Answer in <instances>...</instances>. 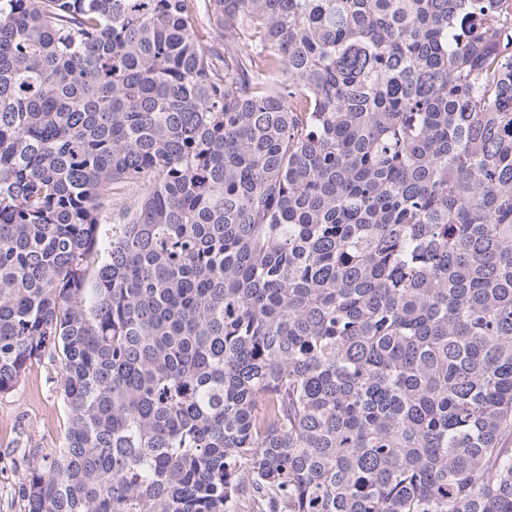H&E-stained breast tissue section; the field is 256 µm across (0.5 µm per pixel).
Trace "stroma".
<instances>
[{"label": "stroma", "instance_id": "stroma-1", "mask_svg": "<svg viewBox=\"0 0 512 512\" xmlns=\"http://www.w3.org/2000/svg\"><path fill=\"white\" fill-rule=\"evenodd\" d=\"M67 427L61 364L46 355L0 395V512H25L18 488L33 461L62 447Z\"/></svg>", "mask_w": 512, "mask_h": 512}]
</instances>
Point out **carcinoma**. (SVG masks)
I'll return each instance as SVG.
<instances>
[{"instance_id":"obj_1","label":"carcinoma","mask_w":512,"mask_h":512,"mask_svg":"<svg viewBox=\"0 0 512 512\" xmlns=\"http://www.w3.org/2000/svg\"><path fill=\"white\" fill-rule=\"evenodd\" d=\"M504 5L0 0L27 512H512ZM67 427L61 364L46 355L13 392L0 395V512H25L18 488L33 461L62 447Z\"/></svg>"}]
</instances>
